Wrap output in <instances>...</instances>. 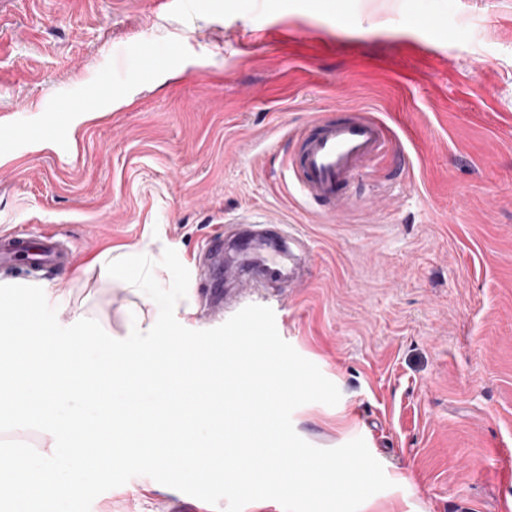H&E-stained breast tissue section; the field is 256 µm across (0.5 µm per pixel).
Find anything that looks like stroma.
<instances>
[{"instance_id":"35a3bbf8","label":"stroma","mask_w":512,"mask_h":512,"mask_svg":"<svg viewBox=\"0 0 512 512\" xmlns=\"http://www.w3.org/2000/svg\"><path fill=\"white\" fill-rule=\"evenodd\" d=\"M99 99L62 133L52 101ZM362 109L389 126L356 202L288 185L295 134ZM288 224L310 277L279 335L339 389L292 414L320 448L363 438L391 486L360 512H512V0H0V234H61L60 324L113 336L159 311L97 258L221 226ZM216 512L136 476L90 512Z\"/></svg>"}]
</instances>
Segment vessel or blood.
I'll return each instance as SVG.
<instances>
[{
	"mask_svg": "<svg viewBox=\"0 0 512 512\" xmlns=\"http://www.w3.org/2000/svg\"><path fill=\"white\" fill-rule=\"evenodd\" d=\"M296 138L299 146L288 155L285 170L303 197L330 216L351 205V182L392 142L385 123L355 109L338 111L331 119H313ZM228 248L239 259L235 265L219 267L217 260ZM306 249L305 237L281 224H238L233 235L212 238L203 247L200 261L210 308L232 315L251 304L275 301L270 284L303 285L310 268L299 264L297 254ZM18 256L27 257L35 273L42 266L69 259L53 232H43L35 240L0 235V264Z\"/></svg>",
	"mask_w": 512,
	"mask_h": 512,
	"instance_id": "obj_1",
	"label": "vessel or blood"
}]
</instances>
